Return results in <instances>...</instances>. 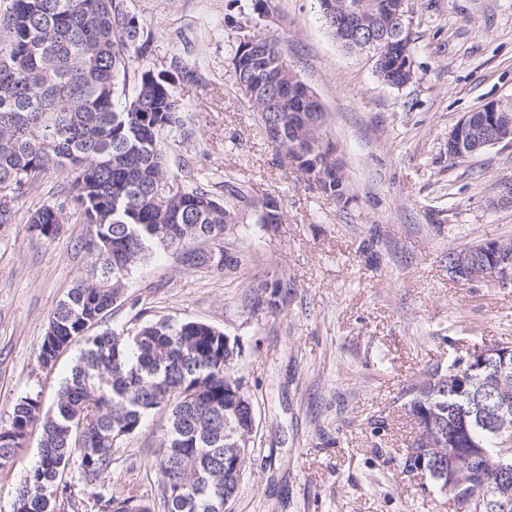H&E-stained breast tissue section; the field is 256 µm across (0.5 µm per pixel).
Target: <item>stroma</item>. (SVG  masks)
I'll use <instances>...</instances> for the list:
<instances>
[{
	"label": "stroma",
	"instance_id": "1",
	"mask_svg": "<svg viewBox=\"0 0 512 512\" xmlns=\"http://www.w3.org/2000/svg\"><path fill=\"white\" fill-rule=\"evenodd\" d=\"M414 77H378L369 53L344 49L318 0H128L153 41L143 69L195 61L177 93L195 134L171 142L210 183L231 173L275 198L284 221L229 235L241 273L187 270L176 253L133 268L121 301L91 334L134 333L146 321H201L239 339L241 374L256 410V443L231 512H450L426 478L402 471L416 435L402 394L421 374L484 347L512 344V286L448 277V251L512 241V207L496 203L512 180V146L448 157V131L491 101H512V0H408ZM279 42L316 93L344 162L347 199L323 193L282 160L242 100L231 59L239 38ZM67 175L46 172L14 199L0 225V424L15 403L51 407L83 341L48 367L38 362L49 320L90 263L86 226L69 214L53 241L29 232V211L61 201ZM259 280L290 281L278 311L252 312ZM166 414L114 449L105 483L156 502L154 465ZM39 431L0 465V512L38 459Z\"/></svg>",
	"mask_w": 512,
	"mask_h": 512
}]
</instances>
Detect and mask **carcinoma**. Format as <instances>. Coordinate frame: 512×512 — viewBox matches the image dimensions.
Returning a JSON list of instances; mask_svg holds the SVG:
<instances>
[{
    "mask_svg": "<svg viewBox=\"0 0 512 512\" xmlns=\"http://www.w3.org/2000/svg\"><path fill=\"white\" fill-rule=\"evenodd\" d=\"M127 0H0V190L10 199L24 193L50 169L67 173V200L87 225L80 248L90 256L84 276L53 313L39 349V363L52 364L82 339L85 349L71 368L53 408L40 396H25L0 426V465L8 462L32 429L41 428L39 457L16 490V512H54L68 494L63 474L77 458L81 475L96 483L97 512H224L234 500L255 446V433L237 431V417L254 401L239 378L244 347L225 348L224 331L199 321L145 322L133 335L87 330L121 299L133 267L156 253L181 252L182 265L222 273L241 265L224 246L237 224L264 230L283 222V211L258 199L252 187L224 177V195L192 178L189 162L170 167L166 137L189 139L184 109L174 87L190 78L175 56L169 68L145 69L125 94L129 68L147 56L151 36L128 10ZM342 12L321 18L332 37L352 49L355 12L368 18L396 0H341ZM232 67L237 89L262 123H276L271 138L284 162L320 189L345 196L336 177V147L328 140L309 153V140L325 136L320 103L289 78L278 42L258 39L250 57ZM67 218L64 205L45 203L31 211L30 232L56 239ZM484 245L512 251L511 241L468 246L483 273ZM268 294L288 300V283L259 282L251 307ZM511 376L492 371L473 378L448 377L434 368L404 391V408L417 426L411 447L436 432L434 453L444 463L426 472L455 512H472L470 499L490 490L496 478L476 449L486 448L512 463V431L500 436L479 424V404L496 393L512 410ZM169 411L156 465L159 504L124 498L98 479L112 465V448L135 435L153 410Z\"/></svg>",
    "mask_w": 512,
    "mask_h": 512,
    "instance_id": "1",
    "label": "carcinoma"
}]
</instances>
